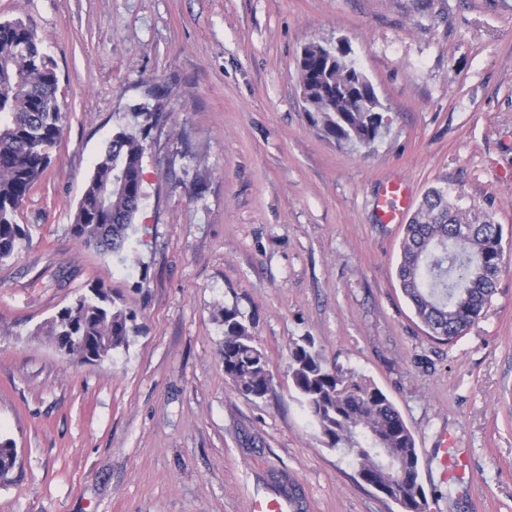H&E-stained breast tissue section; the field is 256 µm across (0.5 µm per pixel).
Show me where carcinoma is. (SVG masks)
Instances as JSON below:
<instances>
[{"instance_id": "carcinoma-1", "label": "carcinoma", "mask_w": 512, "mask_h": 512, "mask_svg": "<svg viewBox=\"0 0 512 512\" xmlns=\"http://www.w3.org/2000/svg\"><path fill=\"white\" fill-rule=\"evenodd\" d=\"M27 44L25 53L19 52ZM305 107L318 100L320 82L331 86L314 126L339 145L368 147L384 135V105L368 77L363 104L373 112H353L336 93V65L312 48L303 60ZM53 60L21 20L0 25V260L14 255L26 233L17 217L50 163L49 150L62 136L64 113ZM138 128L112 136L98 157L78 203L71 235L86 246L113 250L134 224L143 199L142 167L148 131L156 112H137ZM502 227L481 206H459L445 187L427 190L406 224L397 279L431 338L450 343L481 317L497 290L503 262ZM224 376L246 396L263 398L271 389L266 356L254 344L253 323L235 307H224ZM135 315L116 306L102 286L77 296L41 327L61 354L103 363L128 346ZM289 374L303 406L326 445L356 463L366 485L399 505L424 512L415 437L403 416L377 386L356 382L329 367L310 340L290 350ZM18 460L16 442L0 436V479Z\"/></svg>"}]
</instances>
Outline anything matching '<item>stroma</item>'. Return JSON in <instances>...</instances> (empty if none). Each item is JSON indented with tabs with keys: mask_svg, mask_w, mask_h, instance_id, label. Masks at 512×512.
Returning a JSON list of instances; mask_svg holds the SVG:
<instances>
[{
	"mask_svg": "<svg viewBox=\"0 0 512 512\" xmlns=\"http://www.w3.org/2000/svg\"><path fill=\"white\" fill-rule=\"evenodd\" d=\"M56 63L66 114L0 262V434L19 461L0 512H400L325 446L288 375L310 338L375 384L413 432L426 512H512V271L453 343L399 287L404 227L384 185L490 204L512 260V0H0ZM345 38L390 118L367 148L312 126L297 62ZM137 112H162L123 250L71 235L93 165ZM135 315L96 365L37 328L96 285ZM254 323L261 399L224 377V307ZM466 458L449 492L441 444ZM409 204L408 191L400 181L389 182L381 196L378 209L384 224H400ZM292 507L288 499L257 494L251 499L250 512H289Z\"/></svg>",
	"mask_w": 512,
	"mask_h": 512,
	"instance_id": "1",
	"label": "stroma"
}]
</instances>
